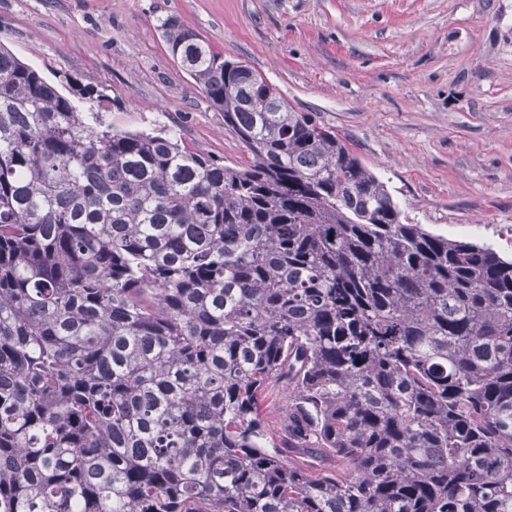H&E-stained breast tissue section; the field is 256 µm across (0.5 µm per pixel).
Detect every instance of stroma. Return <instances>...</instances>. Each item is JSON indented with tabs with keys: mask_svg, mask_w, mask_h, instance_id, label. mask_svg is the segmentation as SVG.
<instances>
[{
	"mask_svg": "<svg viewBox=\"0 0 512 512\" xmlns=\"http://www.w3.org/2000/svg\"><path fill=\"white\" fill-rule=\"evenodd\" d=\"M176 16L385 182L406 223L512 258V0H0V43L117 130L249 155L156 27Z\"/></svg>",
	"mask_w": 512,
	"mask_h": 512,
	"instance_id": "stroma-1",
	"label": "stroma"
}]
</instances>
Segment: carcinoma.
I'll use <instances>...</instances> for the list:
<instances>
[{
	"mask_svg": "<svg viewBox=\"0 0 512 512\" xmlns=\"http://www.w3.org/2000/svg\"><path fill=\"white\" fill-rule=\"evenodd\" d=\"M157 28L246 166L103 129L0 46V512H512V260ZM282 396L279 392L273 393L261 405L260 413L266 426V434L263 445L268 450L273 448H283L284 432L283 420L284 410L282 409Z\"/></svg>",
	"mask_w": 512,
	"mask_h": 512,
	"instance_id": "carcinoma-1",
	"label": "carcinoma"
}]
</instances>
